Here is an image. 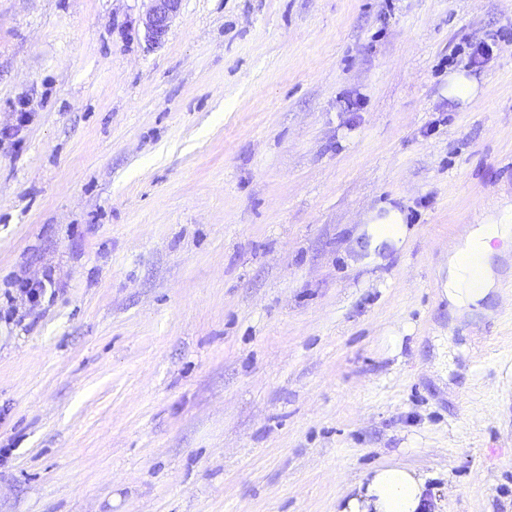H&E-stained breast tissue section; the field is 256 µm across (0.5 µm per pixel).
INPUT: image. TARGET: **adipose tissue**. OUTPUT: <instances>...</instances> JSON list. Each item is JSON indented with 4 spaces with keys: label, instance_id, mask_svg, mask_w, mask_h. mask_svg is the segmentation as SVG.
<instances>
[{
    "label": "adipose tissue",
    "instance_id": "obj_1",
    "mask_svg": "<svg viewBox=\"0 0 512 512\" xmlns=\"http://www.w3.org/2000/svg\"><path fill=\"white\" fill-rule=\"evenodd\" d=\"M512 243V204L487 214L484 225L470 228L448 262L443 295L457 315L480 311L495 292L491 261ZM426 475L414 468L387 463L375 467L336 502V512H427Z\"/></svg>",
    "mask_w": 512,
    "mask_h": 512
}]
</instances>
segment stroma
I'll return each instance as SVG.
<instances>
[{"label": "stroma", "mask_w": 512, "mask_h": 512, "mask_svg": "<svg viewBox=\"0 0 512 512\" xmlns=\"http://www.w3.org/2000/svg\"><path fill=\"white\" fill-rule=\"evenodd\" d=\"M147 8L0 0V512H336L386 462L512 512V254L440 299L512 204V0ZM150 6L143 25L148 39L155 45L162 43L176 17L181 0H149ZM479 93L478 84L464 72H451L448 74V98L459 102L465 107ZM480 226L469 229L448 262L443 288L448 309L457 315L484 311L480 302L497 292L491 261L512 241V204L488 213ZM483 224H493L486 226ZM502 243L497 247V243ZM367 224H373L371 232L377 241H398L405 233L404 216L397 210H388L380 215L374 214Z\"/></svg>", "instance_id": "35a3bbf8"}]
</instances>
